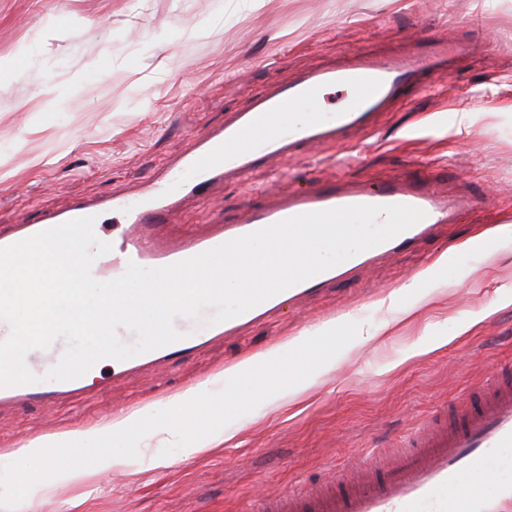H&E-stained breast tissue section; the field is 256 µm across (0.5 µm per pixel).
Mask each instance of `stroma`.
Segmentation results:
<instances>
[{
	"label": "stroma",
	"instance_id": "obj_1",
	"mask_svg": "<svg viewBox=\"0 0 512 512\" xmlns=\"http://www.w3.org/2000/svg\"><path fill=\"white\" fill-rule=\"evenodd\" d=\"M447 37L470 54L437 87L383 112L353 137L350 159L320 147L245 183L219 185L184 205L167 233H199L261 204L265 189L305 188L338 169L353 182L426 169L476 209L394 261L323 287L299 308L209 349L177 356L131 380L101 363L88 397L48 411L0 410V499L12 512H256L261 495L321 481L368 452L390 454L416 424L450 409L497 374L512 373V0H0V236L74 202L102 204L154 180L256 96L311 64L362 46L393 50ZM447 255L446 270L435 269ZM401 299L381 307L391 293ZM417 306L415 318L405 315ZM343 323L331 369L287 393L278 408L245 393L213 416L185 415L188 434L223 426L226 441L193 456L153 443L156 467L102 470L105 455L138 457L129 439L64 448L91 476L55 478L39 460L22 480L19 450L105 420L177 413L187 388L269 347L286 383L295 338ZM374 335H359V327Z\"/></svg>",
	"mask_w": 512,
	"mask_h": 512
}]
</instances>
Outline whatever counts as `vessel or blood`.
Here are the masks:
<instances>
[{"label":"vessel or blood","instance_id":"obj_1","mask_svg":"<svg viewBox=\"0 0 512 512\" xmlns=\"http://www.w3.org/2000/svg\"><path fill=\"white\" fill-rule=\"evenodd\" d=\"M468 51L464 43L439 38L429 48L394 57L382 58L365 49L346 63L311 67L288 84L253 99L205 143L174 157L136 197L112 196L107 207L122 221L112 227L111 251L92 266L91 273L99 281L121 276L132 262L146 268L172 265L301 214L354 205H407L426 213L396 237L227 321L210 326L202 316L176 317L180 340L113 362V376L123 377L140 367L166 364L176 355L200 350L283 303L314 294L371 262L391 258L435 226L474 210V200H449L447 190L423 170L373 183L350 182L335 173L304 190L282 193L276 184H269L266 203L245 206L235 220L221 221L207 234L170 240L162 231L177 204L203 198L217 183L241 180L260 168L274 169L284 159L299 158L305 149L324 145L347 149L351 135L372 133L381 111L401 100L410 88L428 89L446 79L449 59ZM334 89L344 91V102L335 110H324L320 102ZM102 210L95 204L75 203L42 223L17 225L0 237V247L75 218L101 216ZM28 357L29 370L42 376L60 361L61 344L56 341L48 349L32 350ZM86 386V378L80 377L0 388V406L52 405ZM507 448H512V376L504 375L480 392L478 403L458 405L454 421L438 415L424 419L403 440L401 451L388 466L379 469L373 456L359 457L353 471L360 474V482L332 473L300 493L266 495L261 512H512V479L489 477L496 453Z\"/></svg>","mask_w":512,"mask_h":512}]
</instances>
